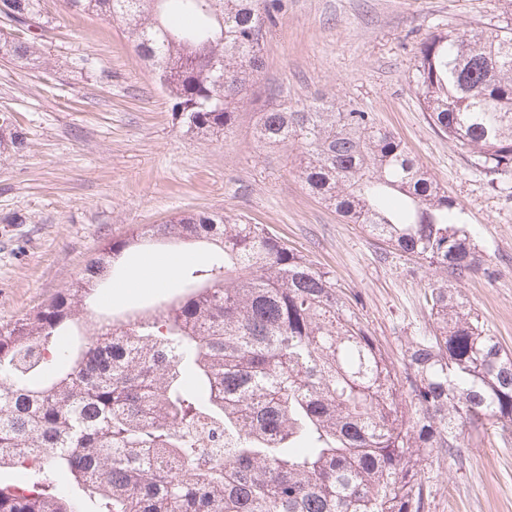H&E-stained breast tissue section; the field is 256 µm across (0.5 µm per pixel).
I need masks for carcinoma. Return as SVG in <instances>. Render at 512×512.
Listing matches in <instances>:
<instances>
[{
  "mask_svg": "<svg viewBox=\"0 0 512 512\" xmlns=\"http://www.w3.org/2000/svg\"><path fill=\"white\" fill-rule=\"evenodd\" d=\"M11 2L0 57L35 60L39 0ZM119 21L185 131L230 129L262 65L273 0H64ZM415 94L438 133L512 183V23L431 35ZM264 147H295L309 192L431 271V336L402 367L330 272L264 224L184 212L93 257L0 324V512H426L428 473L512 432V353L460 301L483 257L463 209L373 113L284 102ZM9 111L0 154L26 149ZM206 243L182 295L124 320L88 305L137 241Z\"/></svg>",
  "mask_w": 512,
  "mask_h": 512,
  "instance_id": "obj_1",
  "label": "carcinoma"
}]
</instances>
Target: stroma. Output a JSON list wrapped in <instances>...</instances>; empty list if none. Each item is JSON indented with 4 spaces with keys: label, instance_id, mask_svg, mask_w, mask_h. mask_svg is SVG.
<instances>
[{
    "label": "stroma",
    "instance_id": "1",
    "mask_svg": "<svg viewBox=\"0 0 512 512\" xmlns=\"http://www.w3.org/2000/svg\"><path fill=\"white\" fill-rule=\"evenodd\" d=\"M40 9L39 61L0 58V109L13 111L28 141L23 152L0 155V322L68 288L112 240L181 212L220 213L269 226L331 271L344 300L401 361L407 344L432 330L428 276L310 194L298 150L259 146L256 112L281 92L300 105L374 113L460 202L485 268L459 291L512 352V199L437 133L413 83L422 42L497 28L502 0H281L234 125L198 136L174 119L121 23L70 15L63 0H40ZM82 57L91 68L79 66ZM169 253L157 242L130 252L93 315L176 295L171 277L157 288L126 285L146 258ZM430 482L429 512H512V434H485L462 459L434 468Z\"/></svg>",
    "mask_w": 512,
    "mask_h": 512
}]
</instances>
